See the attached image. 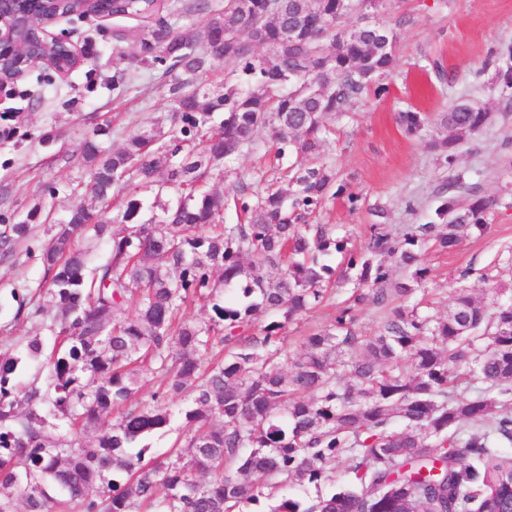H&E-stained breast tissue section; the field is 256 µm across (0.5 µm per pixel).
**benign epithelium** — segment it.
Here are the masks:
<instances>
[{
	"instance_id": "benign-epithelium-1",
	"label": "benign epithelium",
	"mask_w": 512,
	"mask_h": 512,
	"mask_svg": "<svg viewBox=\"0 0 512 512\" xmlns=\"http://www.w3.org/2000/svg\"><path fill=\"white\" fill-rule=\"evenodd\" d=\"M77 1L96 3V0H50L48 15L33 26L22 9L25 0H0V62L11 57L5 67L0 68V87L14 82L39 64L66 77L88 63V58L66 35L50 31L56 22L72 17L63 12V8Z\"/></svg>"
}]
</instances>
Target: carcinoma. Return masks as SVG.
I'll return each mask as SVG.
<instances>
[{"label": "carcinoma", "instance_id": "cac0c4a2", "mask_svg": "<svg viewBox=\"0 0 512 512\" xmlns=\"http://www.w3.org/2000/svg\"><path fill=\"white\" fill-rule=\"evenodd\" d=\"M388 0H262L244 13L240 0H195L205 14L201 46L176 31L165 0H119L101 8L148 19L135 35L139 63H169L171 128L139 129L122 146L81 145L90 168L81 200L63 224L49 225L41 262L54 311L39 305L16 316L48 319L54 343L47 385L15 379L43 355L31 336L0 355V512H249L260 498L270 512H493L512 495V304L492 307L458 294L443 317L389 297L410 299L430 270L421 251L429 242L455 250L487 228L494 201L453 198L435 211L439 223L391 238L371 226L366 250L306 219L321 210L336 172L319 162L292 168L288 188L261 194L240 187L235 205L244 222L224 223V196L207 187L214 171L271 129L276 159L320 157L331 133L362 99L387 91L381 77L396 58L397 28L368 14ZM311 24L295 42L284 30ZM262 37L266 64L242 46ZM217 62L231 80L216 90L207 75ZM410 135L433 124L430 139L442 164L489 120L486 109L461 100L431 119L398 113ZM178 197L157 222L138 223L143 207L129 180ZM123 195L121 214L94 219L88 204ZM31 225L19 222L0 237L11 256ZM92 233L109 242L92 263L75 238ZM337 253L358 281L350 305L328 328L306 337L289 357L281 343L287 324L320 306L336 274L322 257ZM404 279L390 281L384 256ZM210 305L208 319L187 315L189 302ZM384 310L374 336L355 330V307ZM272 319L249 334L256 317ZM164 383L150 398L142 381ZM487 387L456 394L459 381ZM186 394V433L165 459L144 461L132 448L167 427L164 402ZM119 410L110 431L83 445L71 429H89ZM349 462L353 484L336 486V462ZM329 485L313 500L283 493L291 483ZM23 510H18V506Z\"/></svg>", "mask_w": 512, "mask_h": 512}]
</instances>
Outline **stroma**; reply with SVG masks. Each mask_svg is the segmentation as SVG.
I'll return each instance as SVG.
<instances>
[{
    "label": "stroma",
    "instance_id": "1",
    "mask_svg": "<svg viewBox=\"0 0 512 512\" xmlns=\"http://www.w3.org/2000/svg\"><path fill=\"white\" fill-rule=\"evenodd\" d=\"M410 17L399 28L395 70L384 80L387 94L356 103L348 117L333 121L324 158L339 183L358 193L357 205L346 194L330 198L314 216L317 224L335 226L355 248L365 247L370 227L385 224L391 235L435 220L436 208L448 197L466 203L471 193L494 198L484 233H476L453 252L435 247L424 252L432 278L415 294L420 310L445 316L456 295L473 292L484 302L512 299V93L495 82V60L512 48V0H392L387 21ZM127 18H71L56 32L78 46L94 45L88 64L60 79L43 66L0 90V230L24 220L33 207L61 222L76 200L89 170L79 146L99 138L107 149L119 147L142 126L173 109L172 80L164 65L146 66L134 59V42H124L123 63L129 79L122 93L112 91L115 71L112 48L117 31L140 28ZM439 69H432V62ZM462 99L478 101L490 114L483 130L466 143L455 167L439 166L426 139L408 136L398 124V111L436 116ZM272 141L260 130L252 150L241 153L224 175L210 185L223 191L224 221L239 223L234 198L239 186L262 190L269 183L288 184L287 166H271ZM462 187H454L456 176ZM48 240L42 226L20 244L15 255L0 257V353L25 337H53L37 319L17 318L16 295L38 297L46 288L39 255ZM353 281H337L325 306L288 324L283 345L291 354L303 350V338L334 323L349 304ZM175 415L166 429L143 439L147 458L168 455L183 434L184 396L168 398Z\"/></svg>",
    "mask_w": 512,
    "mask_h": 512
}]
</instances>
